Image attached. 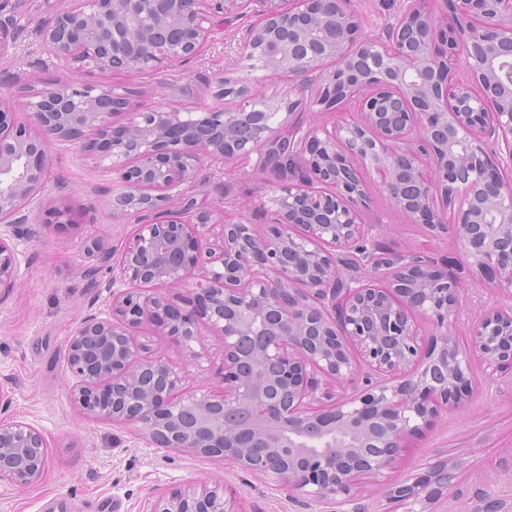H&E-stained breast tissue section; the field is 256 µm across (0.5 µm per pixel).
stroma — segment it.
I'll return each mask as SVG.
<instances>
[{
    "label": "stroma",
    "mask_w": 512,
    "mask_h": 512,
    "mask_svg": "<svg viewBox=\"0 0 512 512\" xmlns=\"http://www.w3.org/2000/svg\"><path fill=\"white\" fill-rule=\"evenodd\" d=\"M74 0H0V24L15 43L0 57V96L18 97L22 87L61 80L83 81L80 73L59 69L43 50L37 32L44 19ZM365 31L381 32L393 22L402 0H350ZM251 19H226L198 55L149 74L96 72L91 79L129 88L133 103H155L193 110L211 105L209 81L215 72L245 79L238 48ZM113 177L65 143L51 150L50 178L28 208L27 223L10 238L17 259L16 286L0 297V386L10 402L0 419L37 428L47 443V463L29 485L0 483V512H51L64 496L73 512H153L174 492L220 484L241 512H337L334 502H314L303 492L279 485L221 458H204L151 445L136 426L85 417L71 402L74 382L66 348L74 328L92 312L112 313L110 283L119 273L125 246L135 231L130 216L113 215ZM275 183L233 163L205 170L191 193L213 210L266 224V203ZM66 203L72 220L58 222L52 209ZM365 223L382 225L386 251L404 253L429 246L434 257L456 260L454 241L428 242L421 226L407 223L382 193L372 192ZM496 289L466 288L451 317L460 348L469 345V325L484 310L501 304ZM143 356H160L187 370L182 395L220 391L223 362L218 337L206 335L204 356L192 362L170 338L153 328L135 330ZM473 399L461 410L441 414L425 434L411 439L391 469L361 477L354 496L361 512H407L406 504L385 498L384 484L403 480L429 465L448 460L458 479L433 505L434 512H483L495 499L512 512V378L473 363Z\"/></svg>",
    "instance_id": "stroma-1"
}]
</instances>
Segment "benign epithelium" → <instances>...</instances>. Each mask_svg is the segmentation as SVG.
Instances as JSON below:
<instances>
[{
    "label": "benign epithelium",
    "mask_w": 512,
    "mask_h": 512,
    "mask_svg": "<svg viewBox=\"0 0 512 512\" xmlns=\"http://www.w3.org/2000/svg\"><path fill=\"white\" fill-rule=\"evenodd\" d=\"M253 3L240 54L288 77L280 102L222 73L210 83L215 105L146 104L118 127L111 86L0 97V290L16 285L8 229L47 183L50 143L68 142L113 175V212L137 216L120 261L134 287L112 292V317L88 316L69 339L72 403L90 419L140 427L158 448L222 457L348 505L358 476L390 468L407 437L469 401L472 356L512 374V305L472 322L467 351L450 320L466 284L512 291V182L502 174L512 167V75L499 64L512 50V0H405L376 34L349 0H75L38 34L64 67L154 71L195 57L218 20ZM300 100L333 121L291 124ZM285 131L288 150L265 170L288 178L269 198L270 223L229 220L189 195L204 163L255 155L263 165ZM410 184L418 191L407 196ZM374 188L407 223L452 234L461 273L416 250L378 256L382 225L362 218ZM138 283H188L191 300L180 307ZM417 317L432 327L427 341ZM145 323L195 361L202 330L220 337L221 395L177 396L184 371L143 358L133 341ZM234 410L249 413L248 434L224 425ZM46 460L39 430L0 421V482L31 484ZM454 479L453 467L432 465L385 495L426 512ZM154 512L239 510L204 485Z\"/></svg>",
    "instance_id": "7a95c632"
}]
</instances>
